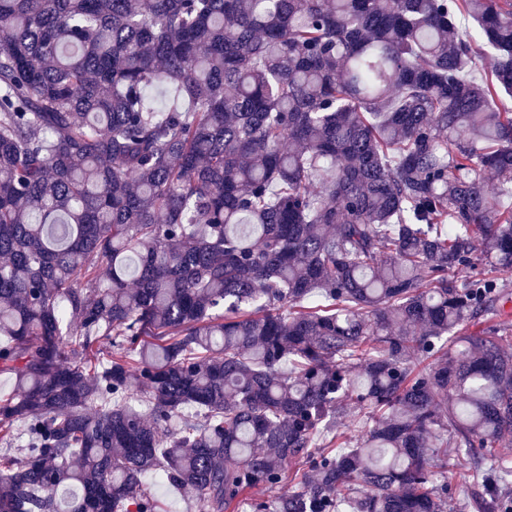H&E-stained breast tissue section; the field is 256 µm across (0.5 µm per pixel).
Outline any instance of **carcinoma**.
I'll use <instances>...</instances> for the list:
<instances>
[{"instance_id":"cac0c4a2","label":"carcinoma","mask_w":512,"mask_h":512,"mask_svg":"<svg viewBox=\"0 0 512 512\" xmlns=\"http://www.w3.org/2000/svg\"><path fill=\"white\" fill-rule=\"evenodd\" d=\"M504 94L512 0H0V512H512ZM143 485L162 502L166 512H204L193 496L169 486L154 472L144 475Z\"/></svg>"}]
</instances>
